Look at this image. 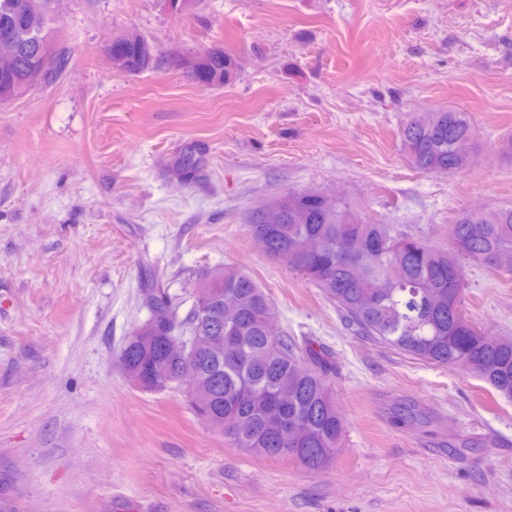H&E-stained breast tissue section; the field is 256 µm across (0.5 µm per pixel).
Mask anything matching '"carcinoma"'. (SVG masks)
Listing matches in <instances>:
<instances>
[{"mask_svg":"<svg viewBox=\"0 0 512 512\" xmlns=\"http://www.w3.org/2000/svg\"><path fill=\"white\" fill-rule=\"evenodd\" d=\"M25 10L26 0H0V28L20 32L25 39L13 70L0 77V89L14 97L26 89L30 55L51 46L46 30L50 17L31 28ZM120 39L115 50L124 62L120 71L141 74L158 66L155 50L143 48V36L129 32ZM53 57L47 85L71 63L62 48L54 49ZM184 62L189 72L203 76L207 88L234 82L240 70L238 57L222 48ZM476 139L468 114L452 108L434 110L427 121L410 112L399 129L407 159L427 174L471 167ZM196 145L191 140L180 147L190 185L201 180L207 163L196 154ZM248 223L252 234L265 237L271 260L320 288L361 335L481 380L500 399L512 402V336H494L469 318L462 265L468 259L489 266L497 255L512 256V205L461 213L451 226V250L397 233L389 224L364 221L345 200L322 211L306 192L286 194L284 223L261 224L253 214ZM354 239L377 244L379 250L351 259L347 246ZM145 301L150 318L132 332L121 354L126 371L163 364L165 375L143 390L185 387L196 415L204 421L224 419L230 427L227 437L255 455L293 457L309 469L323 468L335 458L344 420L328 386L332 362L311 345L296 353L288 336L275 329V308L249 275L226 269L224 280H205L181 321L163 290H147ZM228 305L237 313L226 320ZM168 324L188 330L193 338L188 358H162ZM218 337L224 338L222 354L212 351ZM289 425L301 431L295 444L288 439Z\"/></svg>","mask_w":512,"mask_h":512,"instance_id":"carcinoma-1","label":"carcinoma"}]
</instances>
